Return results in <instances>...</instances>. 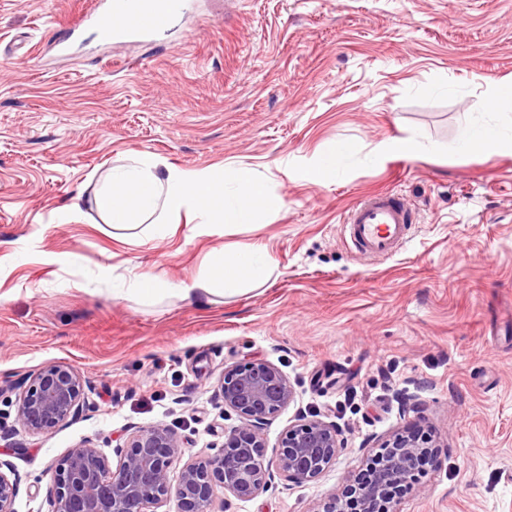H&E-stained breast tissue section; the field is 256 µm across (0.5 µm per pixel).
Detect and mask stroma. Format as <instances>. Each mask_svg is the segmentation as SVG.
I'll return each instance as SVG.
<instances>
[{"label":"stroma","mask_w":512,"mask_h":512,"mask_svg":"<svg viewBox=\"0 0 512 512\" xmlns=\"http://www.w3.org/2000/svg\"><path fill=\"white\" fill-rule=\"evenodd\" d=\"M87 0H0V459L16 512H51L50 471L89 440L115 446L165 424L183 463L238 426L225 368L277 366L293 401L267 422L265 459L298 416L337 423L344 446L315 479L273 471L213 512H316L376 447L417 426L441 445L396 512H512V153L458 149L462 130L512 135V0H187L160 31L103 41ZM79 23L70 39L65 25ZM415 137L416 157L386 150ZM353 146L324 180L335 141ZM150 152L185 171L252 168L279 210L146 245L74 206L119 159ZM395 193L408 243L366 260L347 211ZM266 245L270 280L200 306L113 297L103 278L191 283L212 249ZM50 363L80 374L86 410L46 435L14 423L19 384ZM352 154V145L345 140L336 143L324 152L318 164L312 169L311 176L315 180H321L331 173H337L346 166Z\"/></svg>","instance_id":"35a3bbf8"}]
</instances>
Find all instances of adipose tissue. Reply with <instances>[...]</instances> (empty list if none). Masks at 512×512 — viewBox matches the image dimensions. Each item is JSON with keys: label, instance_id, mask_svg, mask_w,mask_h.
<instances>
[{"label": "adipose tissue", "instance_id": "adipose-tissue-1", "mask_svg": "<svg viewBox=\"0 0 512 512\" xmlns=\"http://www.w3.org/2000/svg\"><path fill=\"white\" fill-rule=\"evenodd\" d=\"M281 205L250 169L232 168L221 177L208 170L186 172L145 152L102 176L89 210L101 223L134 231L137 242L146 244L167 235L175 220L184 216L195 229L213 230L228 220L256 223ZM272 273L266 250L242 244L229 253L215 252L197 279L178 292L208 304L213 298L240 293L245 286L262 284Z\"/></svg>", "mask_w": 512, "mask_h": 512}]
</instances>
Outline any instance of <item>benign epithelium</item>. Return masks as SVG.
<instances>
[{
	"mask_svg": "<svg viewBox=\"0 0 512 512\" xmlns=\"http://www.w3.org/2000/svg\"><path fill=\"white\" fill-rule=\"evenodd\" d=\"M224 409L240 425L216 454L181 469L177 485L169 473L182 458V438L157 424L140 428L115 447L119 458H108L86 440L70 449L53 473L51 512H128L137 499L146 510L174 495L180 512H211L214 487L249 500L269 485L263 429L294 397L288 378L273 364L258 361L224 369L220 380ZM86 407L83 381L74 367L49 364L29 380L16 403L14 422L24 431L47 434ZM342 448L340 429L321 419L300 418L281 441L276 467L294 481L317 477ZM439 446L419 433L405 431L384 444L366 468L330 494L319 512H395V495L418 469L436 458ZM19 481L11 464L0 460V512H15Z\"/></svg>",
	"mask_w": 512,
	"mask_h": 512,
	"instance_id": "1",
	"label": "benign epithelium"
}]
</instances>
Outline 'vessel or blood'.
<instances>
[{
    "mask_svg": "<svg viewBox=\"0 0 512 512\" xmlns=\"http://www.w3.org/2000/svg\"><path fill=\"white\" fill-rule=\"evenodd\" d=\"M98 19L105 39L165 28L179 8L177 0H140L135 11H127L123 0H107ZM355 250L364 256L392 255L407 240L409 218L401 197L390 193L368 196L354 205L344 219Z\"/></svg>",
    "mask_w": 512,
    "mask_h": 512,
    "instance_id": "vessel-or-blood-1",
    "label": "vessel or blood"
}]
</instances>
